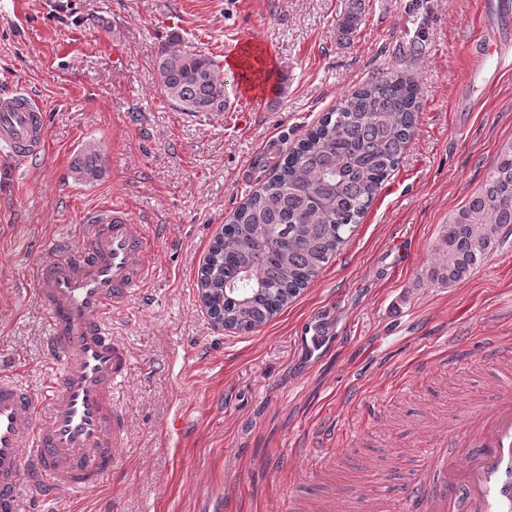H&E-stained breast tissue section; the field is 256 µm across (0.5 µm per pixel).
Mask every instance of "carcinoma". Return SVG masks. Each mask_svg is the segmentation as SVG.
<instances>
[{
  "label": "carcinoma",
  "instance_id": "1",
  "mask_svg": "<svg viewBox=\"0 0 512 512\" xmlns=\"http://www.w3.org/2000/svg\"><path fill=\"white\" fill-rule=\"evenodd\" d=\"M362 23L361 4L352 0L339 30L351 35ZM156 69L160 90L180 111L225 110L227 87L211 57L164 46ZM418 110L416 84L399 75L376 76L340 97L210 245L197 287L213 313L251 331L287 308L336 257L398 166ZM72 172L83 183L98 180L99 150L82 148ZM506 230L512 232V142L443 225L427 278L448 285L465 280Z\"/></svg>",
  "mask_w": 512,
  "mask_h": 512
}]
</instances>
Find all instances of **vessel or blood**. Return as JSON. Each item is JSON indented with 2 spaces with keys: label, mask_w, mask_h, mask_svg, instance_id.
<instances>
[{
  "label": "vessel or blood",
  "mask_w": 512,
  "mask_h": 512,
  "mask_svg": "<svg viewBox=\"0 0 512 512\" xmlns=\"http://www.w3.org/2000/svg\"><path fill=\"white\" fill-rule=\"evenodd\" d=\"M45 142L39 101L23 91L0 100V151L36 154ZM145 225L115 207L79 225L70 248L34 273L50 323L47 356L59 377L35 393L0 373V512H24L58 492L79 496L118 468L128 426L120 406L132 358L112 316L152 278ZM486 362L512 366V342H489ZM415 481L392 512H512V388L433 429Z\"/></svg>",
  "instance_id": "obj_1"
}]
</instances>
